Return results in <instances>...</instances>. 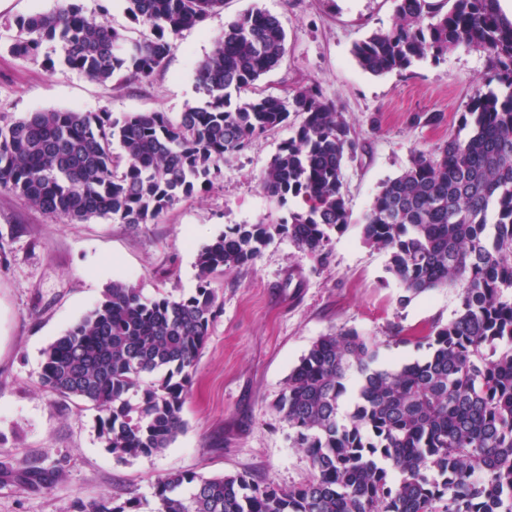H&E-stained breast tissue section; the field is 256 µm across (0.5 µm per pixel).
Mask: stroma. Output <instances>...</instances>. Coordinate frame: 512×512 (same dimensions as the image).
Listing matches in <instances>:
<instances>
[{
	"mask_svg": "<svg viewBox=\"0 0 512 512\" xmlns=\"http://www.w3.org/2000/svg\"><path fill=\"white\" fill-rule=\"evenodd\" d=\"M70 1L0 0V114L78 109L116 118L155 111L179 116L203 102L195 69L214 40L241 15L262 10L280 19L287 42L282 63L257 90L280 94L318 85L354 132L356 154L345 164L342 187L350 222L332 234L326 260L280 235L254 265L213 280L220 310L193 369L184 431L161 454L121 460L98 438L97 409L41 386L44 348L101 301L112 281L124 280L148 297L180 299L199 284L200 250L227 226L286 217L258 178L299 118L253 140L225 162L219 181L149 224L53 219L0 188V512H74L79 500H137L150 512L158 479L173 472L246 471L283 488L300 484L310 476V462L273 405L312 343L354 329L379 343L380 365L397 368L427 358L428 348L415 337L447 323L458 308L456 286L405 297L386 270L387 254L364 243L362 224L382 184L401 175L414 153L469 136L462 115L488 76L486 57L461 47L401 72L363 71L353 48L393 26L394 0H224L222 10L182 32L163 67L119 85L9 53L16 18ZM423 112L443 119L417 122ZM33 466L42 472L41 484L29 479Z\"/></svg>",
	"mask_w": 512,
	"mask_h": 512,
	"instance_id": "stroma-1",
	"label": "stroma"
}]
</instances>
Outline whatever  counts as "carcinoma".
<instances>
[{
  "mask_svg": "<svg viewBox=\"0 0 512 512\" xmlns=\"http://www.w3.org/2000/svg\"><path fill=\"white\" fill-rule=\"evenodd\" d=\"M151 35L134 37L72 4L15 20L12 56L53 61L100 82L148 77L186 29L224 0H126ZM396 19L354 46L362 70L383 75L466 46L488 59L503 95L477 88L472 134L417 152L385 182L364 217L363 239L388 255L387 270L416 296L461 288L447 324L416 340L427 359L379 365V346L353 329L316 339L274 405L293 445L312 464L304 484L281 488L248 472H174L156 483L152 512H512V21L498 0H395ZM280 20L251 11L230 23L196 67L205 98L179 118L49 109L0 115V188L55 218L108 217L149 224L197 186L223 175L224 160L301 117L262 172L281 206L279 224H235L201 249L199 285L178 300L144 297L114 281L102 300L43 351L41 384L101 412L98 437L118 459L163 452L184 429L192 371L216 316L217 274L253 265L277 235L322 255L350 213L343 168L356 152L351 127L316 85L257 93L279 66ZM123 154L115 157L112 143ZM161 377L150 383L145 377ZM75 512H137L108 502Z\"/></svg>",
  "mask_w": 512,
  "mask_h": 512,
  "instance_id": "carcinoma-1",
  "label": "carcinoma"
}]
</instances>
